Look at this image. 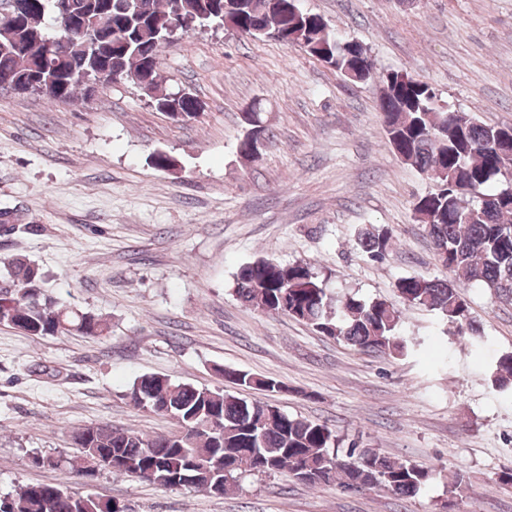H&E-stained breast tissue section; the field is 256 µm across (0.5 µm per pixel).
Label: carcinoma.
<instances>
[{
    "label": "carcinoma",
    "mask_w": 512,
    "mask_h": 512,
    "mask_svg": "<svg viewBox=\"0 0 512 512\" xmlns=\"http://www.w3.org/2000/svg\"><path fill=\"white\" fill-rule=\"evenodd\" d=\"M26 14L12 18L0 47V87L18 93L37 85L36 93L68 100L90 91L62 74L84 71L107 87L117 79L139 80L157 109L175 107L186 119L197 117L198 99L173 97L159 82L156 42L181 19L221 20L226 28L260 39L299 46L353 83L379 80L377 100L388 141L406 164L430 176L435 188L413 204L414 218L425 224L442 267L454 280L405 276L395 289L401 304L437 312L445 333L477 347L481 333L460 287L477 283L512 298V186L503 169L501 127L477 123L469 114L436 105L426 83L409 76L379 75L367 49L331 32L318 14H295L289 0H70L60 15L55 0H25ZM358 245L376 261L394 249L391 232L365 228ZM12 288L0 291V323L31 336L110 334V321L63 305L42 288L39 268L22 258L10 263ZM240 300L271 314L282 313L316 332L363 352L402 356L409 346L402 311L383 299L364 300L344 293L331 297L325 280L304 262L257 260L243 265L235 282ZM216 372L240 389L253 387L254 375L232 368ZM495 387L512 390V354L495 361ZM134 407L171 416L178 430L147 436L129 428L89 426L73 435L79 454L72 469L94 477L88 464L109 456L101 467L114 475L148 481L159 488L202 489L224 496L256 474H284L309 487L334 484L356 491L379 484L400 498L415 496L431 479L428 469L392 458L374 448L340 447L326 422L290 416L277 406L224 388L197 387L162 375L134 380ZM223 424L209 430L212 420ZM448 496L460 501L463 475L448 473ZM10 512H114L115 501L82 494L64 483H30L0 496Z\"/></svg>",
    "instance_id": "obj_1"
}]
</instances>
